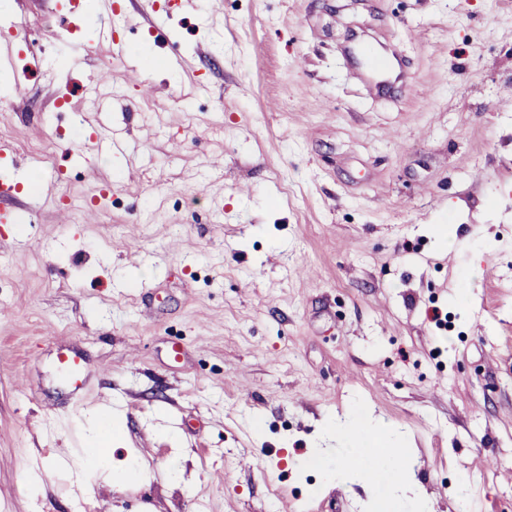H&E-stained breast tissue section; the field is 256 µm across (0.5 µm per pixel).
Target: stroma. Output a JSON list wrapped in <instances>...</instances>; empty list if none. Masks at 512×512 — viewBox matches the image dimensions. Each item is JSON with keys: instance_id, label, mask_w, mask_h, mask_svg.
Here are the masks:
<instances>
[{"instance_id": "1", "label": "stroma", "mask_w": 512, "mask_h": 512, "mask_svg": "<svg viewBox=\"0 0 512 512\" xmlns=\"http://www.w3.org/2000/svg\"><path fill=\"white\" fill-rule=\"evenodd\" d=\"M70 2L0 0V512H400L390 472L326 476L355 410L432 512H512V0ZM361 35L411 92L368 95ZM94 434L88 448H84L81 469L89 473H99L112 481V472L108 466V446L112 438V415L106 409L92 414Z\"/></svg>"}]
</instances>
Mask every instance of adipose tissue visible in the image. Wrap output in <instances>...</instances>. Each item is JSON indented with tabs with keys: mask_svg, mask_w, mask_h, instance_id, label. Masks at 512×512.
Listing matches in <instances>:
<instances>
[{
	"mask_svg": "<svg viewBox=\"0 0 512 512\" xmlns=\"http://www.w3.org/2000/svg\"><path fill=\"white\" fill-rule=\"evenodd\" d=\"M94 434L87 448L84 449L81 468L89 473L109 475L108 445L112 437V415L108 410L100 409L92 415ZM327 428L330 434L336 435L338 440L347 442L351 446L349 466L350 472L370 474L371 466L366 459L365 445L371 440H378L383 447V454L379 460L380 465L394 468L396 481L394 492L397 497L405 499L410 512H430L428 501L422 497L416 484L406 477L403 469V455L400 449L395 448L386 429L380 424L371 423L355 416L344 420H328Z\"/></svg>",
	"mask_w": 512,
	"mask_h": 512,
	"instance_id": "ef3b65f1",
	"label": "adipose tissue"
}]
</instances>
